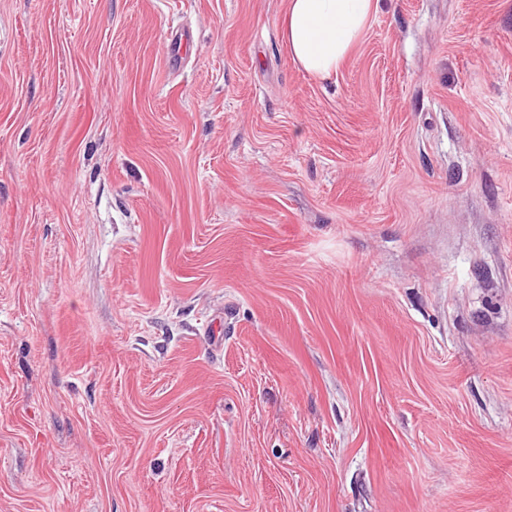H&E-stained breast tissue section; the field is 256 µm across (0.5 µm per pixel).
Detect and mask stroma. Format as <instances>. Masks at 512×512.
Returning a JSON list of instances; mask_svg holds the SVG:
<instances>
[{
    "label": "stroma",
    "mask_w": 512,
    "mask_h": 512,
    "mask_svg": "<svg viewBox=\"0 0 512 512\" xmlns=\"http://www.w3.org/2000/svg\"><path fill=\"white\" fill-rule=\"evenodd\" d=\"M0 0V512H512V0ZM373 0H289L288 50L310 75L335 74L363 32Z\"/></svg>",
    "instance_id": "1"
}]
</instances>
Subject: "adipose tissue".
Listing matches in <instances>:
<instances>
[{
  "label": "adipose tissue",
  "instance_id": "obj_1",
  "mask_svg": "<svg viewBox=\"0 0 512 512\" xmlns=\"http://www.w3.org/2000/svg\"><path fill=\"white\" fill-rule=\"evenodd\" d=\"M373 0H289L285 38L294 59L310 75L335 74L363 32Z\"/></svg>",
  "mask_w": 512,
  "mask_h": 512
}]
</instances>
